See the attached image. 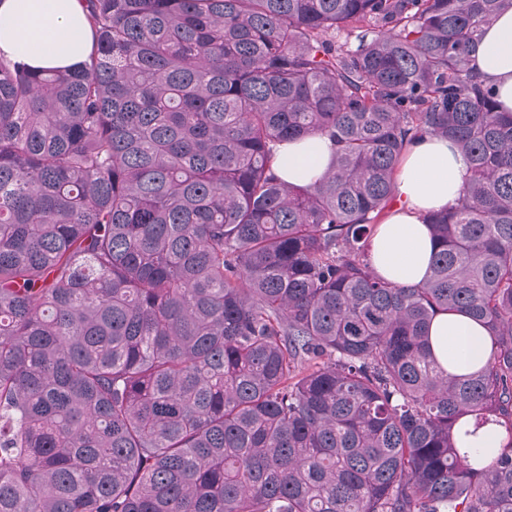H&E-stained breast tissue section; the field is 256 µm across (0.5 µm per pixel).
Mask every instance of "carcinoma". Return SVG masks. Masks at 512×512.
<instances>
[{
	"label": "carcinoma",
	"mask_w": 512,
	"mask_h": 512,
	"mask_svg": "<svg viewBox=\"0 0 512 512\" xmlns=\"http://www.w3.org/2000/svg\"><path fill=\"white\" fill-rule=\"evenodd\" d=\"M85 3L78 69L0 56V512H512V112L471 66L512 0ZM429 134L469 179L402 288L371 242ZM333 155L334 145L327 136L293 140L277 147L272 167L283 181L307 185L324 175ZM429 345L446 373L465 374L483 365L490 353L487 330L463 314H438L429 328Z\"/></svg>",
	"instance_id": "obj_1"
}]
</instances>
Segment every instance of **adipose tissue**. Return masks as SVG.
Listing matches in <instances>:
<instances>
[{"label": "adipose tissue", "instance_id": "obj_1", "mask_svg": "<svg viewBox=\"0 0 512 512\" xmlns=\"http://www.w3.org/2000/svg\"><path fill=\"white\" fill-rule=\"evenodd\" d=\"M91 46L82 0H0V55L36 70L69 72L86 60ZM471 59L511 111L512 7L485 26ZM333 154L325 136L288 141L277 147L272 167L283 181L307 185L324 175ZM468 174L464 155L449 139L428 135L411 146L396 176L397 200L372 240V264L382 277L405 288L423 281L433 254L424 217L454 208ZM429 345L438 366L455 374L483 365L490 353L486 329L462 314H438Z\"/></svg>", "mask_w": 512, "mask_h": 512}]
</instances>
